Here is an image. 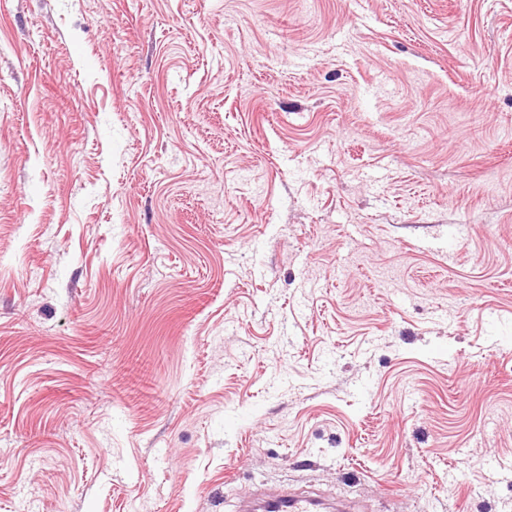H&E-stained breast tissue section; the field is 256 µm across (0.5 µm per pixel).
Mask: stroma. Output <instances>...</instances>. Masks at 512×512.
<instances>
[{
    "label": "stroma",
    "mask_w": 512,
    "mask_h": 512,
    "mask_svg": "<svg viewBox=\"0 0 512 512\" xmlns=\"http://www.w3.org/2000/svg\"><path fill=\"white\" fill-rule=\"evenodd\" d=\"M512 512V0H0V512ZM339 506V505H338ZM339 508L326 507V502L297 495L290 490H283L276 496L269 499L259 494L250 495L244 503L241 512H340V511H358L359 508Z\"/></svg>",
    "instance_id": "35a3bbf8"
}]
</instances>
